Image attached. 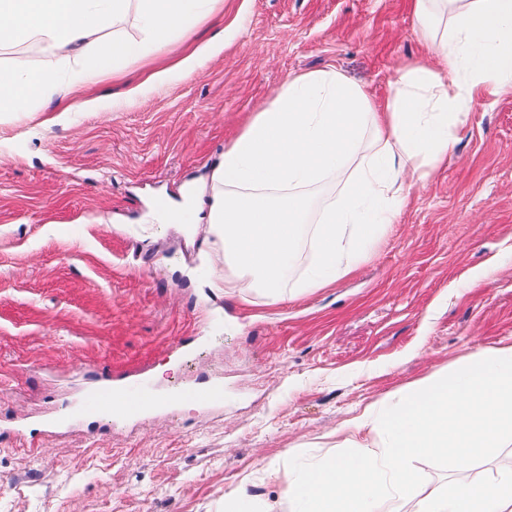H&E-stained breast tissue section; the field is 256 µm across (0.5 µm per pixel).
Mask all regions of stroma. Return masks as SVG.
Wrapping results in <instances>:
<instances>
[{
	"label": "stroma",
	"mask_w": 512,
	"mask_h": 512,
	"mask_svg": "<svg viewBox=\"0 0 512 512\" xmlns=\"http://www.w3.org/2000/svg\"><path fill=\"white\" fill-rule=\"evenodd\" d=\"M421 51L409 0H221L92 87L105 111L0 116V512H223L240 490L291 512L297 466L338 455L358 410L512 342V95L475 100L447 164L330 287H210L236 274L205 256L207 225L151 216L288 74L335 68L382 101ZM126 373L165 409L69 420ZM210 380L221 404L181 401Z\"/></svg>",
	"instance_id": "stroma-1"
}]
</instances>
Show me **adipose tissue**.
<instances>
[{
  "instance_id": "adipose-tissue-1",
  "label": "adipose tissue",
  "mask_w": 512,
  "mask_h": 512,
  "mask_svg": "<svg viewBox=\"0 0 512 512\" xmlns=\"http://www.w3.org/2000/svg\"><path fill=\"white\" fill-rule=\"evenodd\" d=\"M129 0H0V47L31 39L60 63L0 67V112L27 111L95 83L120 63L165 46L217 0H138L149 43L107 37ZM425 52L398 68L385 102L336 69L291 75L271 104L224 146L207 188L180 209L206 212L212 256L269 298H282L303 241L312 256L299 288L346 275L384 225L447 159L471 105L512 92V0H411ZM337 197L311 192L343 168ZM375 435L373 444L363 435ZM348 452L299 465L288 486L294 512H512V468L468 479L512 440V342L480 349L396 400L373 403L336 431ZM451 460L445 487L416 489L411 461Z\"/></svg>"
}]
</instances>
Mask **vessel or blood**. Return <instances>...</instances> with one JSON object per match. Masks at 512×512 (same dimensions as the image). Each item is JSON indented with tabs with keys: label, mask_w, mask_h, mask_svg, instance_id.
<instances>
[{
	"label": "vessel or blood",
	"mask_w": 512,
	"mask_h": 512,
	"mask_svg": "<svg viewBox=\"0 0 512 512\" xmlns=\"http://www.w3.org/2000/svg\"><path fill=\"white\" fill-rule=\"evenodd\" d=\"M85 405L92 411L126 418L136 417L156 408L146 381L138 378L123 383L103 380L90 389Z\"/></svg>",
	"instance_id": "obj_1"
}]
</instances>
